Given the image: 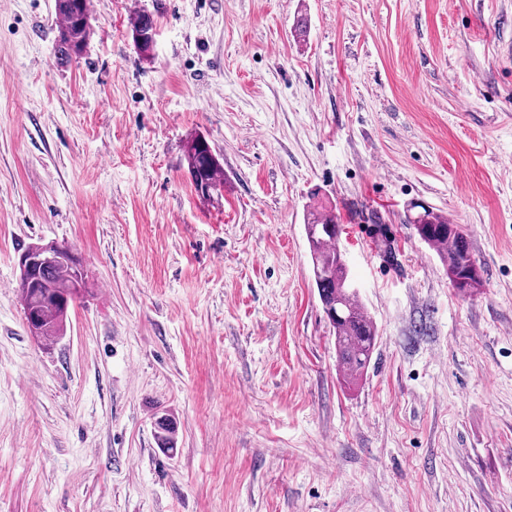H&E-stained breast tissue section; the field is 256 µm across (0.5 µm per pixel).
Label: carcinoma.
<instances>
[{"label":"carcinoma","mask_w":512,"mask_h":512,"mask_svg":"<svg viewBox=\"0 0 512 512\" xmlns=\"http://www.w3.org/2000/svg\"><path fill=\"white\" fill-rule=\"evenodd\" d=\"M55 13L57 53L65 58L80 55L92 31L87 0H55ZM131 26L139 52L150 53L153 18L138 13L131 19ZM185 160L199 198L210 200L222 194L224 167L205 138L197 136L188 141ZM405 221L435 250L453 288L470 295L482 287L480 267L461 225L449 223L445 216L426 207L408 214ZM304 227L318 295L335 333L340 372L345 383L353 384L370 364L377 327L359 302L356 289L348 286L349 270L336 248V228L340 224L335 210L323 207L307 211ZM86 279L84 267L74 268L64 260H55L40 267L35 285L20 287L24 317L32 336L50 345L64 335L74 295L84 293Z\"/></svg>","instance_id":"cac0c4a2"}]
</instances>
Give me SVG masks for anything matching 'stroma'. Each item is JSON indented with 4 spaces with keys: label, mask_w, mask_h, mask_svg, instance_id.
<instances>
[{
    "label": "stroma",
    "mask_w": 512,
    "mask_h": 512,
    "mask_svg": "<svg viewBox=\"0 0 512 512\" xmlns=\"http://www.w3.org/2000/svg\"><path fill=\"white\" fill-rule=\"evenodd\" d=\"M90 12L62 61L54 0H0V512H512V0ZM320 203L378 330L350 386L304 232ZM416 203L466 228L475 295L405 224ZM39 241L89 279L49 348L18 292ZM131 26L135 46L140 53L149 54L153 47V40L150 36L154 29L153 18L145 12L138 13L132 18ZM185 160L191 183L199 198L211 200L214 195H222L224 167L204 137L197 136L188 141Z\"/></svg>",
    "instance_id": "obj_1"
}]
</instances>
